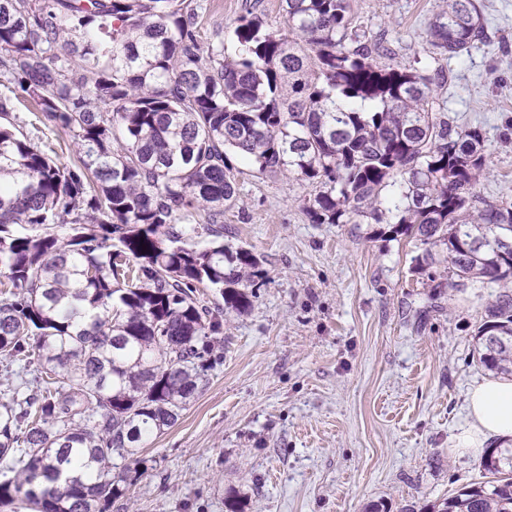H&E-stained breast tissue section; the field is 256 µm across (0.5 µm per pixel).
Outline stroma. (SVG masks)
<instances>
[{
    "label": "stroma",
    "instance_id": "stroma-1",
    "mask_svg": "<svg viewBox=\"0 0 512 512\" xmlns=\"http://www.w3.org/2000/svg\"><path fill=\"white\" fill-rule=\"evenodd\" d=\"M246 0H205L204 44L232 48ZM491 39L460 60L429 53L440 0H353L400 63L444 70L449 116L481 126L483 196L512 203V0H479ZM240 201L224 241L267 277L251 310L224 314L222 359L170 428L142 448L143 474L111 512H426L478 481L455 451L487 297L433 298L411 276L416 249L387 224H313L315 185L233 158Z\"/></svg>",
    "mask_w": 512,
    "mask_h": 512
}]
</instances>
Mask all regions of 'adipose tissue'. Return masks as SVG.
<instances>
[{
  "instance_id": "ef3b65f1",
  "label": "adipose tissue",
  "mask_w": 512,
  "mask_h": 512,
  "mask_svg": "<svg viewBox=\"0 0 512 512\" xmlns=\"http://www.w3.org/2000/svg\"><path fill=\"white\" fill-rule=\"evenodd\" d=\"M466 429L456 436L455 448L482 450L491 439L512 440V379L475 382L468 391Z\"/></svg>"
}]
</instances>
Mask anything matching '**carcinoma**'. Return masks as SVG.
Masks as SVG:
<instances>
[{
	"instance_id": "1",
	"label": "carcinoma",
	"mask_w": 512,
	"mask_h": 512,
	"mask_svg": "<svg viewBox=\"0 0 512 512\" xmlns=\"http://www.w3.org/2000/svg\"><path fill=\"white\" fill-rule=\"evenodd\" d=\"M280 2L286 29L247 5L228 55L203 47L201 0H0L1 508L109 512L134 483L113 460L137 462L217 363L224 309H250L266 276L224 243L230 151L316 185L313 224L392 225L426 287L499 289L478 362L512 376V204L477 191L481 129L352 0ZM487 40L477 0H444L427 29L446 59ZM28 99L73 159L17 124ZM481 468L435 512H512V448Z\"/></svg>"
}]
</instances>
